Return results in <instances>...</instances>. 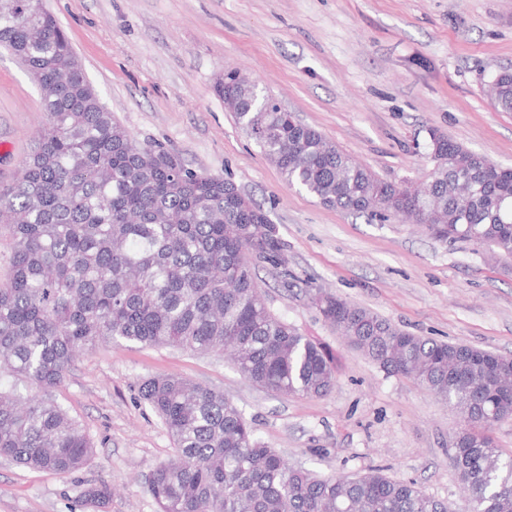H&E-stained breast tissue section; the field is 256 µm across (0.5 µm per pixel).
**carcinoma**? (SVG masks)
<instances>
[{
	"label": "carcinoma",
	"mask_w": 512,
	"mask_h": 512,
	"mask_svg": "<svg viewBox=\"0 0 512 512\" xmlns=\"http://www.w3.org/2000/svg\"><path fill=\"white\" fill-rule=\"evenodd\" d=\"M0 46L43 90L49 125L0 186V232L12 250L0 283V457L70 473L93 444L52 398L77 355L102 343L225 352L255 385L317 397L335 385L333 358L267 305L251 262L282 263L266 212L227 180L140 145L100 102L66 33L40 0H0ZM494 102L512 112V70L494 77ZM219 96L288 182L321 204L359 214L400 209L383 182L317 130L229 74ZM428 209L404 219L449 242L512 258V168L433 132ZM311 302L324 319L390 373L412 378L473 422L452 449L469 512H512V454L489 436L512 402V357L403 331L335 295ZM41 395L21 400L18 382ZM140 399L171 436L175 456L149 477L159 512H450L413 482L379 470L318 476L293 468L259 440L224 393L176 374L143 380ZM104 509L112 487L83 488Z\"/></svg>",
	"instance_id": "carcinoma-1"
}]
</instances>
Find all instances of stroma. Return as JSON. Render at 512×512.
<instances>
[{
    "mask_svg": "<svg viewBox=\"0 0 512 512\" xmlns=\"http://www.w3.org/2000/svg\"><path fill=\"white\" fill-rule=\"evenodd\" d=\"M102 103L139 142L234 182L260 204L284 261L253 272L271 310L328 349L336 384L285 397L224 357L103 344L84 351L55 401L94 444L88 463L53 473L0 459V512H94L80 487L107 483L104 512H158L146 479L173 457L138 395L178 373L223 392L289 465L321 476L378 468L464 512L451 459L458 425L413 379L351 346L309 295L325 288L406 332L512 355V267L441 242L395 214L356 215L289 185L216 94L226 70L258 83L378 179L429 181L430 133L512 168V112L488 94L512 69V0H44ZM44 122L26 68L0 49V185L16 180Z\"/></svg>",
    "mask_w": 512,
    "mask_h": 512,
    "instance_id": "stroma-1",
    "label": "stroma"
}]
</instances>
